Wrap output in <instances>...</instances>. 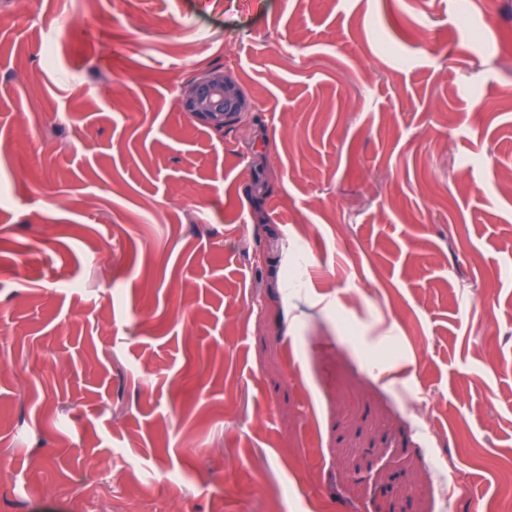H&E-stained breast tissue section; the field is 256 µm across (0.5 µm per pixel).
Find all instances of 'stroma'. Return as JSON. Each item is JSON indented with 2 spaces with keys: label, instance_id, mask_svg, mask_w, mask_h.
<instances>
[{
  "label": "stroma",
  "instance_id": "stroma-1",
  "mask_svg": "<svg viewBox=\"0 0 512 512\" xmlns=\"http://www.w3.org/2000/svg\"><path fill=\"white\" fill-rule=\"evenodd\" d=\"M469 11L0 0V512H502L512 0ZM181 105L184 112L218 129L224 128V118L249 112L243 90L223 68L211 69L188 83Z\"/></svg>",
  "mask_w": 512,
  "mask_h": 512
}]
</instances>
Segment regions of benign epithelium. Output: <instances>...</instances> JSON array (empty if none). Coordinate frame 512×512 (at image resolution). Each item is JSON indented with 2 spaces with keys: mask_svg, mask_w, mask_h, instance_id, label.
<instances>
[{
  "mask_svg": "<svg viewBox=\"0 0 512 512\" xmlns=\"http://www.w3.org/2000/svg\"><path fill=\"white\" fill-rule=\"evenodd\" d=\"M181 105L191 116L218 129L224 128V119L249 111L243 90L222 68L211 69L188 83Z\"/></svg>",
  "mask_w": 512,
  "mask_h": 512,
  "instance_id": "1",
  "label": "benign epithelium"
}]
</instances>
